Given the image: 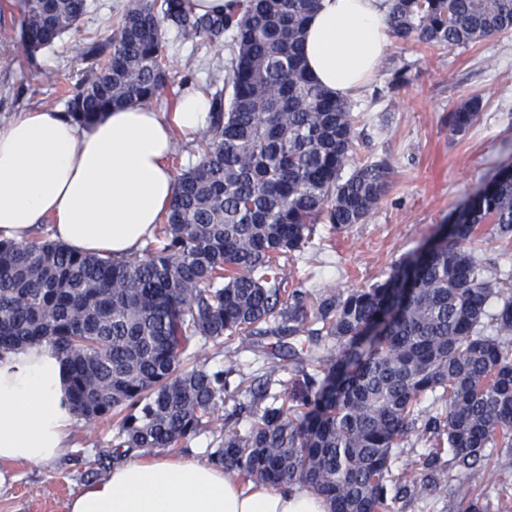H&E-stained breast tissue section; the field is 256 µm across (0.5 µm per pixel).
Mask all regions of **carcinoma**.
Wrapping results in <instances>:
<instances>
[{"label": "carcinoma", "instance_id": "carcinoma-1", "mask_svg": "<svg viewBox=\"0 0 512 512\" xmlns=\"http://www.w3.org/2000/svg\"><path fill=\"white\" fill-rule=\"evenodd\" d=\"M319 0H228L197 15L187 0H134L112 33L87 42L88 63L64 112L90 125L148 102L167 80L161 25L185 40L229 34L224 88L196 164L178 177L169 211L142 258L74 254L50 241H0V355L49 343L68 372L77 417L121 416L113 459L175 448L224 404L228 372L186 366L203 340L307 338L286 346L302 375L300 411L272 403L208 462L244 481L302 483L331 512H395L442 481V448L467 478L494 448L512 470V276L474 255L483 224L512 240V165L468 201L416 259L383 281L308 303L287 289L280 260L317 225L362 224L389 193L394 169L359 153L352 104L311 80L305 23ZM29 56L78 28L88 0H21ZM391 37L450 50L512 31V0H389ZM411 81L403 62L388 88ZM484 95L448 113L465 133ZM440 392L422 426L428 453L392 469L415 432L420 398Z\"/></svg>", "mask_w": 512, "mask_h": 512}]
</instances>
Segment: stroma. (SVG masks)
Segmentation results:
<instances>
[{
    "mask_svg": "<svg viewBox=\"0 0 512 512\" xmlns=\"http://www.w3.org/2000/svg\"><path fill=\"white\" fill-rule=\"evenodd\" d=\"M90 3L77 31L31 58L15 38L18 0H0V121L36 106L64 107L83 44L108 35L127 10L115 0ZM162 37L169 79L154 107L168 112L186 90L210 94L223 87L226 40L186 42L167 25ZM403 60L412 63L413 80L385 98L388 72ZM479 93L484 100L478 120L466 133L451 135L449 110ZM352 104L357 130L369 140L368 153L388 159L395 182L364 223L341 233L321 228L311 244L285 261L288 284L316 298L388 277L451 223L500 168L512 164V33L452 51L414 41L390 44L378 73ZM278 342L275 336H253L245 343L226 337L197 346L195 364L230 370V388L211 431L192 437L176 455L207 457L216 430L244 432L257 410L250 385L266 372L278 379L282 399L292 396L295 372L269 368ZM118 426L112 416L93 425L79 422L55 461L1 464L0 512H67L74 495L107 474L99 456L111 451ZM467 495L483 497L488 512H499L503 504L512 508V471H499L496 459H488L468 483L448 478L424 498L398 502L396 510L458 512Z\"/></svg>",
    "mask_w": 512,
    "mask_h": 512,
    "instance_id": "35a3bbf8",
    "label": "stroma"
}]
</instances>
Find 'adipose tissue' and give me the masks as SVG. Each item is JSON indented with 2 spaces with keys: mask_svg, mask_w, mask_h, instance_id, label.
I'll use <instances>...</instances> for the list:
<instances>
[{
  "mask_svg": "<svg viewBox=\"0 0 512 512\" xmlns=\"http://www.w3.org/2000/svg\"><path fill=\"white\" fill-rule=\"evenodd\" d=\"M387 0H320L306 25L310 77L358 97L390 44ZM210 123V102L186 91L172 111L146 103L80 125L60 109L34 107L0 123V240L37 232L80 254L127 257L157 232L175 187L173 133ZM76 416L67 371L48 343L0 359V462L46 463L69 444ZM68 512H330L308 488L241 483L198 459L147 455L84 487Z\"/></svg>",
  "mask_w": 512,
  "mask_h": 512,
  "instance_id": "1",
  "label": "adipose tissue"
}]
</instances>
